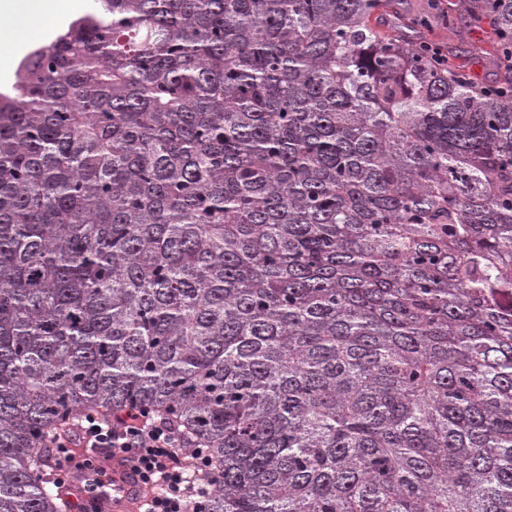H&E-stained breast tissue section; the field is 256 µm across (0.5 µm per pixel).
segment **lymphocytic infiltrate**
<instances>
[{
    "label": "lymphocytic infiltrate",
    "instance_id": "obj_1",
    "mask_svg": "<svg viewBox=\"0 0 512 512\" xmlns=\"http://www.w3.org/2000/svg\"><path fill=\"white\" fill-rule=\"evenodd\" d=\"M77 426V447L60 441L56 448L67 467L85 474L82 512H99L98 501L112 490L111 472L95 463L97 451L120 457L137 471L151 493L144 512H188L194 475L211 466L207 449L196 448L192 458H185L184 434L146 409L129 410L112 420L88 412Z\"/></svg>",
    "mask_w": 512,
    "mask_h": 512
}]
</instances>
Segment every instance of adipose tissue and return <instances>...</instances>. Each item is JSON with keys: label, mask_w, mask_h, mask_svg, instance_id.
I'll list each match as a JSON object with an SVG mask.
<instances>
[{"label": "adipose tissue", "mask_w": 512, "mask_h": 512, "mask_svg": "<svg viewBox=\"0 0 512 512\" xmlns=\"http://www.w3.org/2000/svg\"><path fill=\"white\" fill-rule=\"evenodd\" d=\"M79 7V0H0V84L19 56L65 28Z\"/></svg>", "instance_id": "1"}]
</instances>
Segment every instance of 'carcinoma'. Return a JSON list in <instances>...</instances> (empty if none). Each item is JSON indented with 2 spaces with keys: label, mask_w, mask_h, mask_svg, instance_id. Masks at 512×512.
<instances>
[{
  "label": "carcinoma",
  "mask_w": 512,
  "mask_h": 512,
  "mask_svg": "<svg viewBox=\"0 0 512 512\" xmlns=\"http://www.w3.org/2000/svg\"><path fill=\"white\" fill-rule=\"evenodd\" d=\"M95 0L0 92V512L154 409L204 512H512V0ZM498 42L487 97L447 59Z\"/></svg>",
  "instance_id": "1"
}]
</instances>
